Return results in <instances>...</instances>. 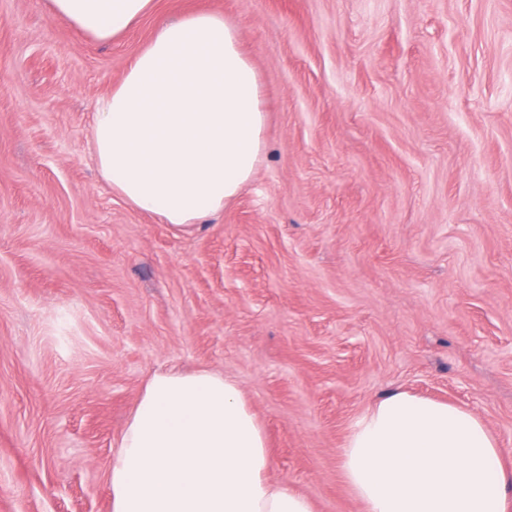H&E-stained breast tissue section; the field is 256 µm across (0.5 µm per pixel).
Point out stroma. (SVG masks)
Segmentation results:
<instances>
[{"instance_id":"stroma-1","label":"stroma","mask_w":512,"mask_h":512,"mask_svg":"<svg viewBox=\"0 0 512 512\" xmlns=\"http://www.w3.org/2000/svg\"><path fill=\"white\" fill-rule=\"evenodd\" d=\"M224 15L265 151L190 230L89 144L158 24ZM234 378L274 480L363 512L338 457L402 388L470 409L512 466V0H155L101 42L0 0V512H111L145 381Z\"/></svg>"}]
</instances>
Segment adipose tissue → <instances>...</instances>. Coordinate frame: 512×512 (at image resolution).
I'll return each instance as SVG.
<instances>
[{"mask_svg": "<svg viewBox=\"0 0 512 512\" xmlns=\"http://www.w3.org/2000/svg\"><path fill=\"white\" fill-rule=\"evenodd\" d=\"M99 41L123 36L153 0H51ZM265 114L236 28L202 12L164 22L102 98L90 141L102 178L134 208L178 227L221 211L254 176ZM364 512H512V469L471 411L407 391L359 414L339 450ZM264 429L233 378H148L112 451L111 512H314L269 477Z\"/></svg>", "mask_w": 512, "mask_h": 512, "instance_id": "adipose-tissue-1", "label": "adipose tissue"}]
</instances>
